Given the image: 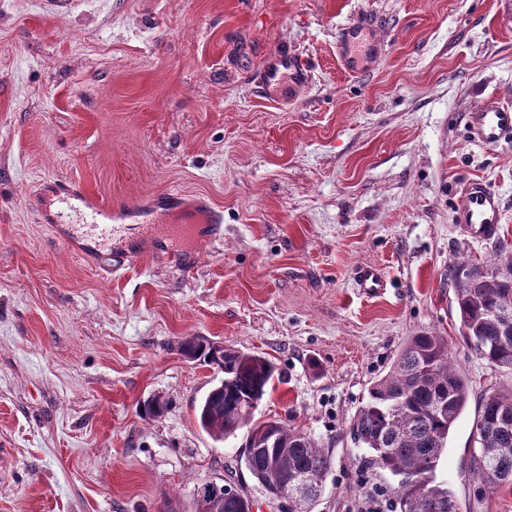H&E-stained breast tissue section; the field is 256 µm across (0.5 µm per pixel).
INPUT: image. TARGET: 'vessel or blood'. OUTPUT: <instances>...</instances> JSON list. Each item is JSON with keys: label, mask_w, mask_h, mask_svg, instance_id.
<instances>
[{"label": "vessel or blood", "mask_w": 512, "mask_h": 512, "mask_svg": "<svg viewBox=\"0 0 512 512\" xmlns=\"http://www.w3.org/2000/svg\"><path fill=\"white\" fill-rule=\"evenodd\" d=\"M309 80L306 63L288 49L273 50L267 57L259 75L258 86L281 99L294 96ZM465 125L472 141L481 147H496L512 141V104L499 99H487L473 106L464 115ZM53 185V199L66 204L86 216L83 224L63 226V241L70 245H82L86 257L100 267L124 265L125 249L130 241L127 217L141 210L159 212L167 207H183L178 194L168 193L151 197L145 202L115 199L104 202L88 193L74 182L57 179ZM503 219L500 197L483 180H471L462 194V202L455 212V221L470 235L490 241L497 237ZM189 224H144L139 239L147 244L151 254L161 260H174L179 256L177 243L191 237ZM357 284L366 293L375 294L385 288L381 270L374 266L361 267Z\"/></svg>", "instance_id": "obj_1"}]
</instances>
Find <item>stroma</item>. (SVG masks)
Wrapping results in <instances>:
<instances>
[{
  "instance_id": "1",
  "label": "stroma",
  "mask_w": 512,
  "mask_h": 512,
  "mask_svg": "<svg viewBox=\"0 0 512 512\" xmlns=\"http://www.w3.org/2000/svg\"><path fill=\"white\" fill-rule=\"evenodd\" d=\"M0 0V512H193L198 486L241 485L291 512L195 408L214 370L189 336L266 354L283 374L255 418L301 428L331 467L309 512H391L398 480L365 468L351 421L408 336L448 340L471 381L436 471L458 512H512L472 466L483 393L512 369L465 342L454 264L494 244L453 215L487 181L512 252V143L476 146L463 115L512 102V0ZM361 26L360 47L339 43ZM287 46L310 66L293 99L254 72ZM53 178L103 198L208 199L223 221L174 266L108 275L29 201ZM386 288H357L361 266ZM159 418L142 415L155 395ZM212 343L216 344L206 337L192 336L182 343L181 350L187 359H193L196 362H203L206 365H211V362L210 360H207V357H209Z\"/></svg>"
}]
</instances>
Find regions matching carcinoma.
Listing matches in <instances>:
<instances>
[{
    "instance_id": "carcinoma-1",
    "label": "carcinoma",
    "mask_w": 512,
    "mask_h": 512,
    "mask_svg": "<svg viewBox=\"0 0 512 512\" xmlns=\"http://www.w3.org/2000/svg\"><path fill=\"white\" fill-rule=\"evenodd\" d=\"M498 266L474 269L476 282L456 284V302L464 336L490 364L512 368V327L498 313H512V254L494 245ZM212 341L192 336L181 345L183 355L210 364ZM277 369L257 352L224 349V378L198 404L200 428L223 441L250 426L244 443L245 466L269 491L293 475L309 479L307 498L314 499L330 469L331 458L311 435L279 420L254 422V413ZM471 396L469 380L451 362L448 341L431 332L411 336L389 371L369 388L351 432L367 449L364 464L400 477L399 512H456L450 489L436 481L448 435ZM475 428L479 445L477 470H492L491 485H512V393L491 392L481 398Z\"/></svg>"
}]
</instances>
